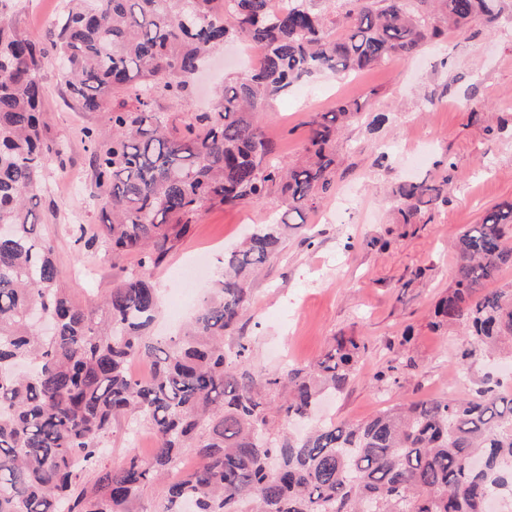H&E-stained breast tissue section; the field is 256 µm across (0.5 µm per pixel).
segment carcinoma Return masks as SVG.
<instances>
[{
  "label": "carcinoma",
  "mask_w": 512,
  "mask_h": 512,
  "mask_svg": "<svg viewBox=\"0 0 512 512\" xmlns=\"http://www.w3.org/2000/svg\"><path fill=\"white\" fill-rule=\"evenodd\" d=\"M314 0H68L47 40L20 25L22 0H0V512H137L145 487L164 481L157 512H486L491 489L512 482V393L486 379L471 398L396 403L361 422H312L328 392L356 374L362 347L336 336L316 362L252 371L239 335L249 278L333 190L337 133L359 114L341 101L308 121L306 160L275 162L253 120L272 97L315 74L340 78L408 58L452 32L490 27L499 0H348L330 36ZM241 37L261 67L224 85L217 104L187 109L203 59ZM54 60L85 112L109 131L92 148L101 223L78 239L112 256V290L99 304L60 287L53 240L36 212L44 172L62 145L43 120V69ZM119 102L110 107L108 98ZM185 108L180 121L154 110ZM491 138L508 123L470 113ZM452 175L390 192L402 223L448 202ZM278 192L281 216L224 259L214 294L181 336L153 340L159 313L150 271L161 267L201 214ZM457 266L432 326L461 325L467 360L512 343V287L489 289L512 266V201L487 209L456 239ZM137 257L128 267L124 259ZM145 359L151 376L129 371ZM119 417L146 424L158 448L120 469L100 464ZM192 452L202 463L180 472Z\"/></svg>",
  "instance_id": "1"
}]
</instances>
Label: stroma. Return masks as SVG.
I'll list each match as a JSON object with an SVG mask.
<instances>
[{"mask_svg": "<svg viewBox=\"0 0 512 512\" xmlns=\"http://www.w3.org/2000/svg\"><path fill=\"white\" fill-rule=\"evenodd\" d=\"M501 8L496 23L472 38L451 34L414 58L342 79L311 76L269 100L254 117L277 143L279 160L297 163L312 113L330 111L341 100L361 106L336 141L335 193L261 268L244 313L257 370H280L290 355L307 365L334 337L358 339L363 351L357 374L325 405V418L359 422L397 400L443 398L452 391L468 395L512 360L506 347L495 356L461 362L468 345L463 328L432 325L434 305L454 279L453 241L486 209L512 200V137L486 138L468 119L475 106L512 113V0H503ZM242 73L230 46L221 47L194 87L193 108L214 106L217 84ZM44 82L48 131L67 151L46 166L39 220L55 241L62 288L75 302L98 303L112 288V259L77 242L71 224L77 215L86 224L98 221L89 204V154L81 131L105 126L106 115L66 103L56 66L45 67ZM378 113L387 120L375 130L369 123ZM382 152L388 160L380 165L376 157ZM445 160L455 165L447 203L425 209L421 223H400L390 188L438 181V164ZM278 211L272 196L260 204L204 212L165 267L151 273L162 303L154 335H175L222 274L225 252ZM391 364L399 373L393 387L376 380ZM155 448L147 426L134 429L122 419L112 425L104 458L118 468L133 454L151 459Z\"/></svg>", "mask_w": 512, "mask_h": 512, "instance_id": "stroma-1", "label": "stroma"}]
</instances>
